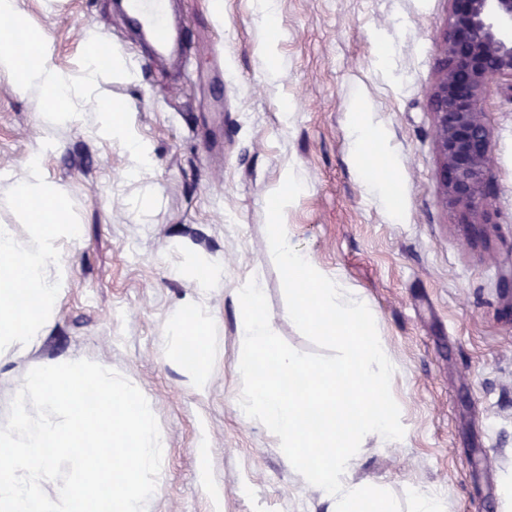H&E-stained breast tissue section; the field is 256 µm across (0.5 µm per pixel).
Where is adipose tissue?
Wrapping results in <instances>:
<instances>
[{
  "mask_svg": "<svg viewBox=\"0 0 512 512\" xmlns=\"http://www.w3.org/2000/svg\"><path fill=\"white\" fill-rule=\"evenodd\" d=\"M100 35L90 32L84 40L80 77H72L53 63L56 46L43 31L27 29L23 21L22 0H0V76L6 77L12 91L20 96L40 91L48 100L46 122L64 125L73 122L76 107L98 116L101 134L118 141L124 148L131 173L151 166L153 156L134 134L135 115L121 101H105L94 96L100 69L95 60L101 47ZM41 201V213L29 211L28 203ZM24 212L30 224L27 235H19L13 225H0V351L20 354L30 351L54 314L62 297L67 269L55 241L66 223L67 197L52 185L46 175L42 151L32 152L22 163L20 172L0 195V206ZM38 301L30 313H18L13 288Z\"/></svg>",
  "mask_w": 512,
  "mask_h": 512,
  "instance_id": "ef3b65f1",
  "label": "adipose tissue"
}]
</instances>
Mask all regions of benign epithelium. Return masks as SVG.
Instances as JSON below:
<instances>
[{
  "label": "benign epithelium",
  "mask_w": 512,
  "mask_h": 512,
  "mask_svg": "<svg viewBox=\"0 0 512 512\" xmlns=\"http://www.w3.org/2000/svg\"><path fill=\"white\" fill-rule=\"evenodd\" d=\"M449 2L428 106L435 119L444 203L479 238L495 195L489 175L493 140L482 100L496 80L508 81L506 89L512 91V0Z\"/></svg>",
  "instance_id": "obj_1"
}]
</instances>
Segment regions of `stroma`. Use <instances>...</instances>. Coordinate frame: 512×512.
<instances>
[{
  "label": "stroma",
  "mask_w": 512,
  "mask_h": 512,
  "mask_svg": "<svg viewBox=\"0 0 512 512\" xmlns=\"http://www.w3.org/2000/svg\"><path fill=\"white\" fill-rule=\"evenodd\" d=\"M183 61L153 56L113 0H24L51 34L54 64L78 73L86 30L134 61L103 71L99 92L137 113L153 166L127 177L123 148L91 115L51 127L40 92L0 77V188L40 144L76 237L57 247L70 275L40 342L0 356V421L31 365L99 362L149 399L168 450L152 512H330L279 441L239 411L240 312L234 292L261 274L269 324L313 351L288 315L266 234V199L288 171L304 189L284 212L294 243L373 304L394 366L405 433L365 437L351 481L392 492L402 512L431 491L447 512H512V94L483 98L496 194L486 236L472 238L442 202L427 94L438 74L448 0H276L268 29L255 0H172ZM399 198L367 192L349 139L353 105ZM155 204L142 206L143 195ZM220 265L224 285L198 296L188 260ZM208 332L206 393L188 384L179 332L187 303Z\"/></svg>",
  "instance_id": "1"
}]
</instances>
